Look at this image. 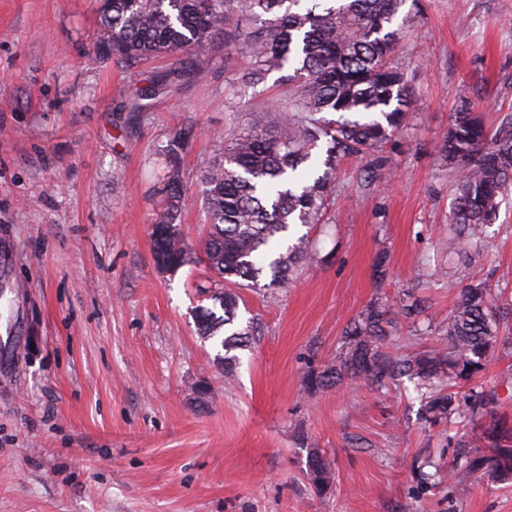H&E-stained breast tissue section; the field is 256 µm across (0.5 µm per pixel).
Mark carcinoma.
<instances>
[{
	"instance_id": "carcinoma-1",
	"label": "carcinoma",
	"mask_w": 512,
	"mask_h": 512,
	"mask_svg": "<svg viewBox=\"0 0 512 512\" xmlns=\"http://www.w3.org/2000/svg\"><path fill=\"white\" fill-rule=\"evenodd\" d=\"M421 0H100L96 53L127 62L205 52L224 45L227 54L249 61V78L293 70L289 99L272 101L261 120L237 128L224 140L223 160L205 174L209 232L203 252L209 270L229 282L259 285L288 282L292 268L311 259L304 238L280 251L290 227L316 224L333 193L336 171L348 155L379 152L402 129L410 108L405 73L393 56ZM167 76L129 102L132 112L159 93ZM185 142L173 136L163 150L166 171L161 193L167 207L151 230L154 257L175 271L190 261L176 224L184 200L180 156ZM439 152L454 180L448 216V255L469 271L448 311L445 343L437 349L399 355L386 350L395 324L379 304L368 306L346 329L344 352L306 375L311 391L343 378L382 384L407 377L417 381L422 420L448 426L453 449L448 481L468 491L466 475L501 481L512 478V427L493 418L498 394L477 383L495 356L512 354V333L500 331L488 278L482 274L488 225L512 187V119L490 129L462 106L443 136ZM212 306H199V335L224 354L230 369L253 335L239 318L240 297L223 288L203 289ZM306 462L320 458L311 478L320 494L331 488V468L316 448L305 446Z\"/></svg>"
}]
</instances>
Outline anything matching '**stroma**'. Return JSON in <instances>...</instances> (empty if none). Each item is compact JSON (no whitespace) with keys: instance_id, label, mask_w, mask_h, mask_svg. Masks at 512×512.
Returning a JSON list of instances; mask_svg holds the SVG:
<instances>
[{"instance_id":"stroma-1","label":"stroma","mask_w":512,"mask_h":512,"mask_svg":"<svg viewBox=\"0 0 512 512\" xmlns=\"http://www.w3.org/2000/svg\"><path fill=\"white\" fill-rule=\"evenodd\" d=\"M97 9L0 0V512H512L510 481L465 494L423 482L425 462L447 466L452 451L421 423L412 383L305 384L376 301L393 315L407 293L425 306L427 333L401 325L391 349L439 344L455 295L435 275L453 204L438 146L460 105L489 127L512 117V0H423L397 52L414 100L404 129L344 158L320 223L293 227L313 269L281 287L233 284L254 333L229 380L193 317L216 279L199 261L203 174L225 134L288 97L292 70L252 84L223 49L187 55L194 76L131 112L171 61L96 58ZM178 132L193 258L162 272L149 233L160 152ZM377 165L389 188L365 184ZM487 235L485 273L512 328V194ZM304 441L332 467L326 494Z\"/></svg>"}]
</instances>
